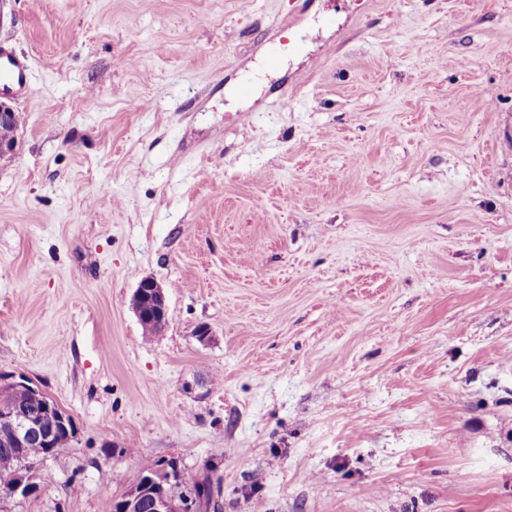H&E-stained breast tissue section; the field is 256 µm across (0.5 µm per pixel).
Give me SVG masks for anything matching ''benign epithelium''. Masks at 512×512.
I'll use <instances>...</instances> for the list:
<instances>
[{"label":"benign epithelium","mask_w":512,"mask_h":512,"mask_svg":"<svg viewBox=\"0 0 512 512\" xmlns=\"http://www.w3.org/2000/svg\"><path fill=\"white\" fill-rule=\"evenodd\" d=\"M150 295L154 313L167 315L168 303L164 289L152 278L146 277L133 294L132 308L137 317L149 313L139 305L144 294ZM39 388L22 375L0 372V442L15 448H24L34 441L43 448L55 445L60 431H74L71 417L49 395L40 398V403L28 406L24 397ZM31 464L23 460L19 470L9 482L0 484V499H18L30 495L35 486L30 481ZM170 479L157 471L142 475L127 492L112 503V512H201L205 499L194 490L176 494L167 488Z\"/></svg>","instance_id":"obj_1"}]
</instances>
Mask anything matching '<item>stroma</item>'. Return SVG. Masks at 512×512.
I'll list each match as a JSON object with an SVG mask.
<instances>
[{"instance_id":"obj_1","label":"stroma","mask_w":512,"mask_h":512,"mask_svg":"<svg viewBox=\"0 0 512 512\" xmlns=\"http://www.w3.org/2000/svg\"><path fill=\"white\" fill-rule=\"evenodd\" d=\"M0 42V372L75 427L0 512L170 461L222 512H512V0H0ZM31 62L0 45V95L27 96L30 88ZM144 292H147L150 295V300L152 301L151 306L155 308L154 313L157 316L162 315L164 320L155 316L150 319L142 320L140 325L142 327L143 334L153 337L161 336L168 323V318L165 319L168 312L166 294L161 285L153 278H143L132 298V308L137 315L138 320H140L141 317H148L150 315V312H146L144 310L145 308L139 305V300L144 297Z\"/></svg>"}]
</instances>
